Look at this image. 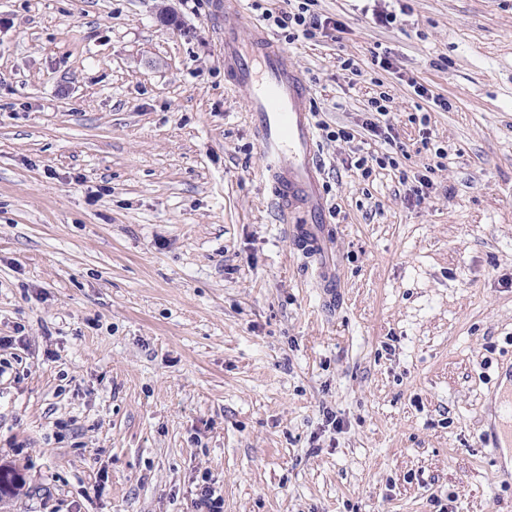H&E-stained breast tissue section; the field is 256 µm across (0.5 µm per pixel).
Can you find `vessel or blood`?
I'll list each match as a JSON object with an SVG mask.
<instances>
[{
  "instance_id": "1",
  "label": "vessel or blood",
  "mask_w": 512,
  "mask_h": 512,
  "mask_svg": "<svg viewBox=\"0 0 512 512\" xmlns=\"http://www.w3.org/2000/svg\"><path fill=\"white\" fill-rule=\"evenodd\" d=\"M240 0L224 3V67L234 85L247 88L251 116L274 196L298 251L313 262L315 281L326 295L337 288L329 248L320 169L315 161L316 133L307 107L310 89L286 50L258 25L241 35ZM500 413L493 447H512V386L498 400Z\"/></svg>"
}]
</instances>
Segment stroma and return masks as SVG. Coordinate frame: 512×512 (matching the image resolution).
Returning a JSON list of instances; mask_svg holds the SVG:
<instances>
[{
  "mask_svg": "<svg viewBox=\"0 0 512 512\" xmlns=\"http://www.w3.org/2000/svg\"><path fill=\"white\" fill-rule=\"evenodd\" d=\"M220 2L0 0V465L25 478L0 512H198L207 473L224 512H512V0H385L388 27L318 0L345 32H272L327 129L392 99L393 143L317 133L330 305ZM368 153L398 165L361 178ZM511 387H507L501 394L498 400V407L500 413L498 415L497 426L492 435V448L497 452L496 448L512 447V367L510 369ZM504 445H503V443ZM512 451V448H511Z\"/></svg>",
  "mask_w": 512,
  "mask_h": 512,
  "instance_id": "obj_1",
  "label": "stroma"
}]
</instances>
